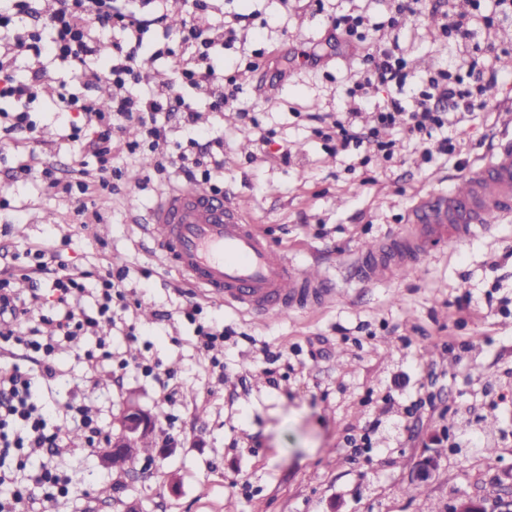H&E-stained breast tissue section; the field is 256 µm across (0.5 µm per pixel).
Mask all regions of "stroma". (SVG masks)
<instances>
[{
    "label": "stroma",
    "mask_w": 512,
    "mask_h": 512,
    "mask_svg": "<svg viewBox=\"0 0 512 512\" xmlns=\"http://www.w3.org/2000/svg\"><path fill=\"white\" fill-rule=\"evenodd\" d=\"M386 0H213L221 21L260 15L240 30L233 54L260 51L259 66L236 77V107L214 109L192 88L183 94L193 122H166L171 144L194 141L224 157V193L301 266L333 281L327 304L285 318L259 319L208 300L153 253L140 226L159 192L185 185L179 171L162 179L115 142L117 188L95 197L101 222L81 223L77 203L20 173L0 155V278L17 277L28 249L57 250L60 260L96 273L126 269L128 306L116 310L112 359L136 355L172 371L170 403L150 376L94 370L77 349L57 358L42 386L65 423L77 399L118 432L128 404L149 413L156 430L151 456L119 469L102 451L69 438L61 464L75 494L61 512H448L462 494L494 498L512 491V218L467 243L424 258L400 278L364 285L349 267L357 254L391 233L410 232V208L448 191L485 156L512 111V71L489 60L498 83L490 106L462 123L453 157L420 161V147L400 142L394 163L357 169L355 152L334 154L318 136V115L352 102L346 87L363 75L361 58H337L324 17L357 11L380 18ZM396 34L418 74L455 63V51L433 35L430 16L406 21ZM31 106L36 165L66 182L74 156L72 125L92 134L81 114L60 111L63 94L85 95L72 70L55 66ZM246 109L253 124L238 116ZM201 308L188 319L186 305ZM200 323L228 329L212 359L201 354ZM283 352L274 364L264 349ZM495 444L494 454L484 451ZM437 459L425 484L415 474ZM111 487L110 496L99 493Z\"/></svg>",
    "instance_id": "35a3bbf8"
}]
</instances>
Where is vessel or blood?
<instances>
[{
    "label": "vessel or blood",
    "instance_id": "obj_1",
    "mask_svg": "<svg viewBox=\"0 0 512 512\" xmlns=\"http://www.w3.org/2000/svg\"><path fill=\"white\" fill-rule=\"evenodd\" d=\"M512 216V128L503 127L487 157L479 159L448 192L435 193L409 211L410 233L390 235L360 253L354 269L373 284L412 271L432 251L457 246L493 221ZM145 232L153 250L213 301L257 317H285L326 303L328 278L293 263L249 219L239 202L204 186L158 196Z\"/></svg>",
    "mask_w": 512,
    "mask_h": 512
}]
</instances>
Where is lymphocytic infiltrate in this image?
<instances>
[{
    "label": "lymphocytic infiltrate",
    "instance_id": "1",
    "mask_svg": "<svg viewBox=\"0 0 512 512\" xmlns=\"http://www.w3.org/2000/svg\"><path fill=\"white\" fill-rule=\"evenodd\" d=\"M32 2L9 0L0 10L1 154L18 152L20 138L33 137L29 106L38 97L40 82L50 76L48 63L60 62L78 72L85 85L105 80L112 86V97L106 102L76 95L59 98L61 111L84 113L87 124L97 129L93 140L76 125L69 135L78 151L90 152L97 160L100 178L77 181L81 195L109 190L106 175L112 170V142L130 124L139 127L141 138L128 143V152L148 151L157 172L175 166L187 181L223 182L224 161L213 153L185 151L171 158L163 122L164 116L175 114L193 121L194 111L181 93L186 86L213 98L218 107L236 99L235 89L225 88L223 75L211 61L216 47L234 45L237 31L231 24L216 22L210 0H185L187 18L175 37L188 55L171 72L161 73L160 93L148 97L133 94L130 87L139 81L148 26L166 24L164 0H56L55 10L45 15L38 30L28 25L36 14ZM498 5L499 12L491 19L482 15L481 0H448L437 34L449 45L462 48L460 67H437L425 79L424 90L405 99L392 96L378 104L373 98L379 88H401L412 79L404 52L398 42L389 41L388 34L404 16L421 15V0H389L386 18L380 22L352 12L331 16L334 31L370 46L366 74L352 83L347 93L361 104L373 105L374 112L366 128L358 127L354 112L320 116L318 134L333 142L337 151L357 150L388 161L395 158L398 147L397 140L386 136L390 130L419 142L422 162H430L437 153L455 155L460 124L487 108L497 84L496 74L487 71L486 62L504 49L490 38L489 31L497 25H512V0H498ZM115 30L121 38L113 44L107 67L98 69L94 62L99 47L105 34ZM28 57L35 60L34 73L32 79L22 81L16 70L19 61ZM441 100L447 101V108H438ZM31 257L25 273L33 287L29 297L18 296L10 278H0V353H18L24 359L23 364L0 367V485L11 482L13 472L26 470L34 462L38 468L32 473V483L47 496L66 501L74 493L72 481L49 460L67 451V437L50 424L37 389L56 377L59 346L78 342L86 333H97V343L80 353V361L90 367L111 361L112 310L126 302L127 273L109 267L97 272L98 309L91 316L78 305L86 291L84 274L71 271L44 249L34 250ZM45 280L55 295L50 304L40 293ZM47 321L55 323V335H41L39 325Z\"/></svg>",
    "mask_w": 512,
    "mask_h": 512
}]
</instances>
